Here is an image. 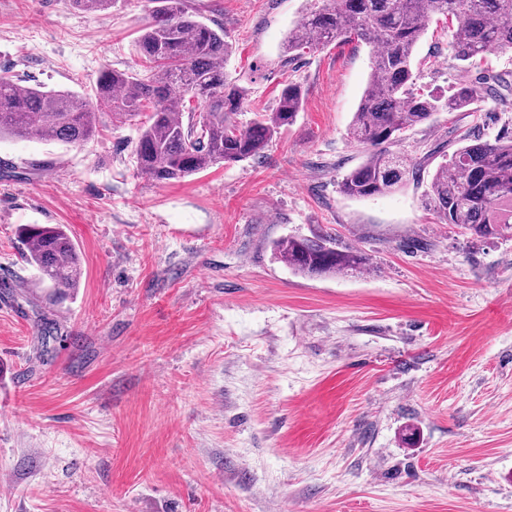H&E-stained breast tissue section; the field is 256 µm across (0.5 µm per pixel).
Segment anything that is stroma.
<instances>
[{
  "mask_svg": "<svg viewBox=\"0 0 512 512\" xmlns=\"http://www.w3.org/2000/svg\"><path fill=\"white\" fill-rule=\"evenodd\" d=\"M187 7L232 44L240 122L286 80L302 109L262 159L164 184L136 171L134 120L82 147L0 140V512H512V236H470L426 197L465 140L512 137V87L405 131L393 149L418 178L350 198L368 47L286 58L305 0ZM147 19L146 0H0V75L93 95L104 68L137 69ZM454 38L429 25L423 91L512 84V51L468 67ZM22 224L74 240L66 299L39 286ZM312 233L366 270L275 259L274 241Z\"/></svg>",
  "mask_w": 512,
  "mask_h": 512,
  "instance_id": "obj_1",
  "label": "stroma"
}]
</instances>
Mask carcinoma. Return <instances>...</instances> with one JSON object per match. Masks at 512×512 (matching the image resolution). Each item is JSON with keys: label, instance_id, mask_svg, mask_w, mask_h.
Instances as JSON below:
<instances>
[{"label": "carcinoma", "instance_id": "carcinoma-1", "mask_svg": "<svg viewBox=\"0 0 512 512\" xmlns=\"http://www.w3.org/2000/svg\"><path fill=\"white\" fill-rule=\"evenodd\" d=\"M148 2L150 19L136 41L141 69H104L94 97L22 88L0 76V138L80 146L95 137L102 116L131 120L148 107L134 156L137 170L156 183L264 157L269 142L300 111L302 86L284 85L274 111L239 123L248 91L226 73L231 46L224 31L198 20L185 0ZM435 16L455 25L453 57L459 62L512 49V0H309L302 21L288 31L284 49L290 57L339 38L370 48L368 81L349 128L368 155L340 182L344 195H385L415 179L419 166L389 149L399 134L438 112L469 111L506 87L501 80L457 84L446 95L415 93L414 51ZM187 94L199 106L186 105ZM428 196L448 223L472 236L512 233V140H467L436 169ZM18 236L39 284L59 299L79 285L81 260L62 225L25 224ZM274 252L306 277L358 273L368 261L360 250L319 236L283 238Z\"/></svg>", "mask_w": 512, "mask_h": 512}]
</instances>
